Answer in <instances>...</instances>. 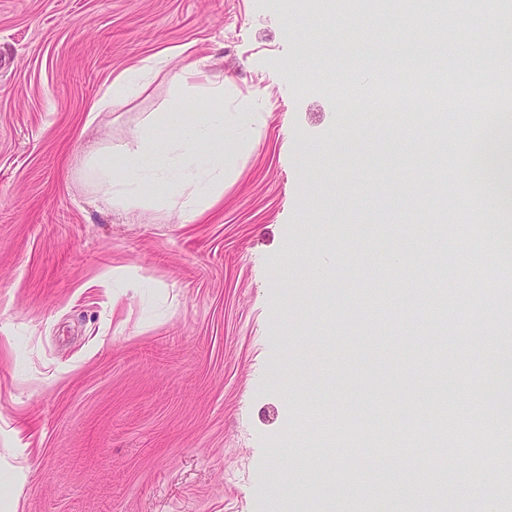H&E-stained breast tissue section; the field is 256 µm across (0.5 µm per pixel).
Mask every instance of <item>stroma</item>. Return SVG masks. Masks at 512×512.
I'll use <instances>...</instances> for the list:
<instances>
[{
    "label": "stroma",
    "instance_id": "35a3bbf8",
    "mask_svg": "<svg viewBox=\"0 0 512 512\" xmlns=\"http://www.w3.org/2000/svg\"><path fill=\"white\" fill-rule=\"evenodd\" d=\"M308 0H0V512H482L512 465L445 483L413 453L371 470L351 425L402 432L438 374L470 408L480 375L496 421L512 406V298L473 291L431 314L422 270L458 260L417 160L477 112L391 127L383 104L340 98L401 24L306 19ZM480 46H410L452 63L501 60L512 26L478 13ZM224 80V108L262 112L223 198L201 219L113 208L88 176L170 97V74L109 112L90 108L123 68L162 51ZM287 277H280V269ZM145 276L143 288L127 278ZM303 439L302 456L280 450Z\"/></svg>",
    "mask_w": 512,
    "mask_h": 512
}]
</instances>
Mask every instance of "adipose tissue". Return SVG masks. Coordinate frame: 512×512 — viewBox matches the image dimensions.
Returning a JSON list of instances; mask_svg holds the SVG:
<instances>
[{
  "mask_svg": "<svg viewBox=\"0 0 512 512\" xmlns=\"http://www.w3.org/2000/svg\"><path fill=\"white\" fill-rule=\"evenodd\" d=\"M147 71L140 64L122 70L95 101L93 111L140 95L147 87ZM171 82L174 92L164 111L140 125L131 142L113 146V153L124 160L121 180H113L111 170L103 166H94L93 172L114 206L145 207L175 198L182 221L195 222L223 197L224 180L262 127L263 115L225 112L220 85L198 62H183ZM169 120L176 121L178 130L164 141L157 131Z\"/></svg>",
  "mask_w": 512,
  "mask_h": 512,
  "instance_id": "obj_1",
  "label": "adipose tissue"
}]
</instances>
